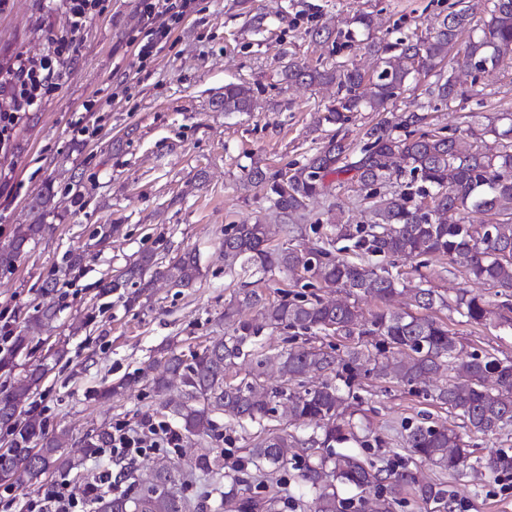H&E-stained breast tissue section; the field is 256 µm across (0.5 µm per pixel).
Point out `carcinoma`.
Segmentation results:
<instances>
[{
	"label": "carcinoma",
	"mask_w": 512,
	"mask_h": 512,
	"mask_svg": "<svg viewBox=\"0 0 512 512\" xmlns=\"http://www.w3.org/2000/svg\"><path fill=\"white\" fill-rule=\"evenodd\" d=\"M451 7L436 29L394 43L371 38L373 19L368 13L353 17L344 31L311 30L315 40L338 48L355 42L360 32L366 35L365 47L379 56L371 74L349 59L321 67L290 60L283 66L282 80L288 84L336 85V96L318 123L341 128L352 113L363 111L375 112L379 119L358 146L334 134L301 162L275 171L260 166L249 170V183L263 192L284 223L305 217L311 202L320 198L326 205L327 228L319 232V220L311 225L319 236L309 249L299 248L290 238L270 244L271 233L259 222L234 224L224 233V256H232L229 270L238 267L250 276L285 274L291 290L273 300L256 289L238 292L224 306L222 318L229 326L224 335L188 358L171 347L160 371L151 364L101 392L118 397L146 382L162 399L178 435L207 447L182 473L172 471L164 459L156 460L146 473L133 459L117 463L124 488H112V472H107V489L93 488L95 512H202L209 500L219 503L221 512H280L277 490L271 487L264 495H255L238 472L225 470L217 418L226 412L240 428L259 433L256 442L241 448L242 464L266 477L290 465L298 467L295 501L311 512H392L407 491L430 512H459L446 482L430 479L421 470L428 464L455 478L468 474L473 451L453 427L403 421L398 434L411 457L381 467L353 451L334 450V445L350 441L366 445L356 433L362 423L354 389L365 379L385 378L390 372L411 386L446 369L452 373L448 385L425 392V397L448 407L471 433L496 434L512 426V362L488 352L463 354L448 323L428 314L439 307L456 311L469 323L482 324L494 317L512 324V113L507 127L485 128L500 141L495 154L484 153L453 133L428 129L430 112L480 94L478 83L495 76L500 56L512 54V0H485L488 20L477 32L471 0H456ZM458 69L473 73L470 87L457 84ZM421 75L432 77L425 85V101L411 112L394 115L389 102ZM252 107L249 87L224 85V113L249 112ZM396 157L406 170H398L402 181L388 190ZM341 175L345 179H339ZM349 185L369 214L365 224H349L336 214L335 190ZM53 199L49 184L29 199L32 219L17 225L8 243L0 245V270L15 269L30 243L43 237ZM466 212L482 215L485 223H465ZM432 256L447 258L461 275L497 289L498 311L489 309L481 295L463 293L450 304L430 287L415 289L416 311L390 308L393 297L403 293V282L390 267L399 258H419L422 266V258ZM81 264L80 256L66 257L44 288L59 287ZM201 276L199 256L193 252L170 259L147 252L114 275L103 291L131 285L135 290L126 293L125 303L134 306L157 277L169 280L174 288H191ZM320 289L343 292L347 299L325 302L317 294ZM363 295L382 304L367 321L358 306ZM242 306L257 309V317L236 319ZM278 330L287 335L289 346L270 355L263 349L262 336ZM318 335L340 336L348 344L342 350L332 344H308V338ZM366 337L376 339L383 361L366 356ZM26 347V337L17 336L10 350L0 352L1 375L12 374L17 355ZM245 361L251 363V371L230 379ZM269 363L282 374V383L271 388L262 381ZM49 371L45 362L33 364L24 384L0 387V429L11 432L0 449V485L7 488L21 490L52 469L75 466L61 453L60 435L46 432L41 415L22 410L25 402L35 401ZM310 373L326 379L307 386L303 378ZM490 374L496 376L492 390L484 386ZM173 376L180 379L182 393L166 400L163 395ZM281 408L294 420L315 422L317 427L307 437H297L288 431V423L277 420ZM110 447L112 433L106 430L83 439L88 457H98ZM484 468L492 474L512 473V448L496 450ZM372 485L380 486L383 494L374 499L344 496L347 488L362 491Z\"/></svg>",
	"instance_id": "1"
}]
</instances>
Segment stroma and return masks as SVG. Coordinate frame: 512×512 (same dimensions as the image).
Segmentation results:
<instances>
[{
  "label": "stroma",
  "mask_w": 512,
  "mask_h": 512,
  "mask_svg": "<svg viewBox=\"0 0 512 512\" xmlns=\"http://www.w3.org/2000/svg\"><path fill=\"white\" fill-rule=\"evenodd\" d=\"M450 0H201L172 33L156 57L140 62L134 38L140 27V0H104V10L77 38L66 63L67 81L38 111L29 113L15 134V148L0 154V244L14 225L30 221L27 201L45 184L56 196L46 218L47 233L17 263L0 271V308H8L14 333L28 337L16 359L14 379L29 365L62 360L38 392L47 430H69L68 453L83 458L85 434L146 419L162 421L159 401L141 383L123 396L97 398V390L138 374L162 348L174 343L196 349L223 335L217 319L240 286L224 271L221 243L230 225L258 219L276 223L261 192L241 187L253 164L270 168L302 159L330 135L314 130L316 110L329 103L320 86H287L280 70L288 60L316 64L330 60L331 47L307 31L336 27L354 15H373V39H396L437 27ZM264 14L262 28L251 19ZM64 0H10L0 11V78L15 54L39 55L49 33L65 30ZM253 90L254 109L225 114L227 83ZM474 112L468 125L463 115ZM512 112V56L503 58L496 79L483 96L440 109L433 124L472 136L480 150L495 151L485 125ZM86 134H78V127ZM119 225L105 244L94 233ZM195 251L203 277L194 287L170 288L156 281L147 299L129 307L118 294L101 293V280L150 251L171 257ZM84 255L68 285L46 292L44 280L66 256ZM408 287L427 277L446 299L462 291L479 294L497 306L494 289L467 280L446 258L433 257L422 272L403 262ZM56 308L54 321L30 327L36 307ZM464 351L496 353L512 360V325L491 320L465 322L441 309ZM360 408L382 447L362 449L367 459L406 456L397 432L406 419L427 414L456 425L454 414L394 380H367L358 389ZM69 474L49 472L41 482L20 490L23 501H38L61 483L80 486L110 464L109 455L83 459ZM461 512H512V474L478 469L448 479Z\"/></svg>",
  "instance_id": "35a3bbf8"
}]
</instances>
